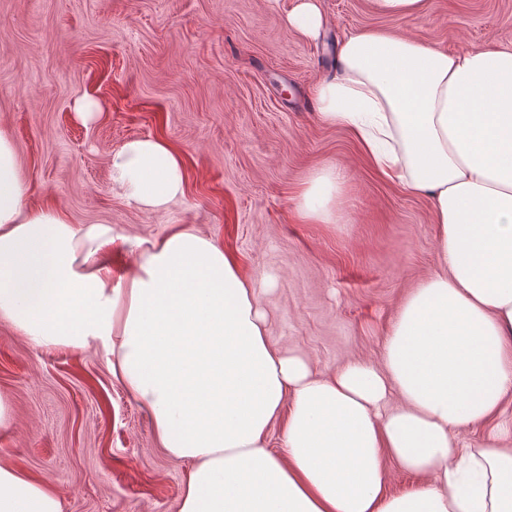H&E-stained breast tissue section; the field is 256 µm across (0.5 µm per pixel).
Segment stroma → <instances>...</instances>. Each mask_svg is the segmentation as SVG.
<instances>
[{"mask_svg":"<svg viewBox=\"0 0 512 512\" xmlns=\"http://www.w3.org/2000/svg\"><path fill=\"white\" fill-rule=\"evenodd\" d=\"M296 0H0V128L31 185L30 205L120 239L194 225L248 279L280 348L329 374L380 360L408 293L440 269L431 200L382 178L313 97L337 42L362 29L442 50L512 46V0H426L423 14L377 15L369 0H320L329 27L288 26ZM101 104L89 122L74 103ZM156 137L179 150L185 194L138 210L111 191L109 157ZM345 177L338 221L308 224L295 199L311 173ZM0 393L13 427L0 459L53 484L65 512H178L191 462L161 448L148 412L96 348L34 346L0 321Z\"/></svg>","mask_w":512,"mask_h":512,"instance_id":"stroma-1","label":"stroma"}]
</instances>
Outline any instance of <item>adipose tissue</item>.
<instances>
[{"label": "adipose tissue", "mask_w": 512, "mask_h": 512, "mask_svg": "<svg viewBox=\"0 0 512 512\" xmlns=\"http://www.w3.org/2000/svg\"><path fill=\"white\" fill-rule=\"evenodd\" d=\"M313 95L388 180L429 196L443 272L405 299L381 360L329 376L273 345L260 288L193 226L125 237L28 206L0 129V320L43 348H100L149 411L167 454L194 467L178 512H512V46L448 52L366 30L336 49ZM112 189L146 212L183 196L180 153L154 138L110 158ZM340 179L314 171L296 211L335 221ZM283 421L284 451L266 446ZM491 424L480 448L458 429ZM418 476L388 492L385 465ZM0 512H64L50 483L0 463Z\"/></svg>", "instance_id": "obj_1"}]
</instances>
